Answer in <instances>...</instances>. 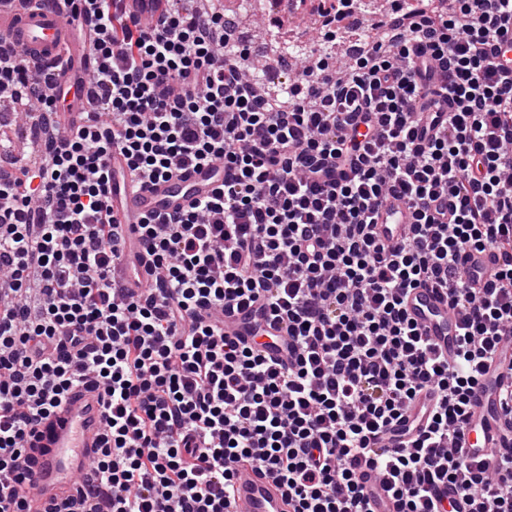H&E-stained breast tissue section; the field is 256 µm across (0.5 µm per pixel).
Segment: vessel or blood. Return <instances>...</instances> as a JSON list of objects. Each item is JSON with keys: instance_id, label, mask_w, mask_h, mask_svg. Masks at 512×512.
Segmentation results:
<instances>
[{"instance_id": "obj_1", "label": "vessel or blood", "mask_w": 512, "mask_h": 512, "mask_svg": "<svg viewBox=\"0 0 512 512\" xmlns=\"http://www.w3.org/2000/svg\"><path fill=\"white\" fill-rule=\"evenodd\" d=\"M127 12L142 23L156 21L168 7L167 0H124ZM74 22L65 18L63 0H40L33 9L7 6L0 0V37L10 41L27 57L50 65L64 64L58 88L67 84L82 85L91 66L88 51L72 38ZM218 187L216 171L210 167L191 169L178 177L142 184L139 190H125L121 210L133 217L148 212L175 214L189 202L209 196ZM413 222V211L401 199L389 197L376 211L375 232L378 240L393 244L405 237ZM126 241L121 267L113 277L123 287H135L137 281H148L150 260L140 247L132 225H124ZM459 266L476 287L490 280L498 261L490 251L468 250L461 254ZM138 268L139 280L127 279L125 272ZM406 314L426 336L431 347L445 357H452L459 341V321L448 306L447 297L433 288L411 289L405 301ZM261 316L251 310L233 307L224 312V333L244 338L255 347H267L269 335H282L280 325H272L270 334L260 333ZM512 381V335L504 336L496 349L494 363L487 367L471 397L468 424L461 446L464 454L488 466L499 462L498 449L512 447V430L504 424L498 387ZM428 393L395 423L385 438L376 439L379 448H398L412 436V429L423 420L429 403ZM104 437L101 395L92 384L74 390L62 405L43 422L29 441L30 466L36 489L28 501V512H44L49 503L76 497L79 479L89 462L99 452ZM361 479L369 491L373 512H396L391 494L378 480L375 471L363 469ZM237 492L231 512H288V502L278 485L265 474L252 472L236 484Z\"/></svg>"}]
</instances>
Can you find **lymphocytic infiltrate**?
<instances>
[{
    "label": "lymphocytic infiltrate",
    "instance_id": "obj_1",
    "mask_svg": "<svg viewBox=\"0 0 512 512\" xmlns=\"http://www.w3.org/2000/svg\"><path fill=\"white\" fill-rule=\"evenodd\" d=\"M99 109L61 129L49 71L0 46V103L24 113L39 161L0 129V512L35 489L27 440L76 387L103 398L106 440L86 493L52 512H228L244 473L271 475L291 512H369L361 467L397 512H440L455 485L468 512H512V447L488 468L460 442L470 394L512 328V0H393L390 21L340 61L341 27L279 92L224 13L169 0L142 24L123 0H80ZM126 160L113 171V153ZM201 164L224 184L181 213L140 217L156 275L114 283L122 216L112 181L168 180ZM415 222L400 242L374 233L380 201ZM493 250L473 287L460 252ZM433 286L461 324L442 358L406 317L404 293ZM270 310L288 331L273 361L219 326L225 306ZM431 421L403 448L372 441L424 389Z\"/></svg>",
    "mask_w": 512,
    "mask_h": 512
}]
</instances>
